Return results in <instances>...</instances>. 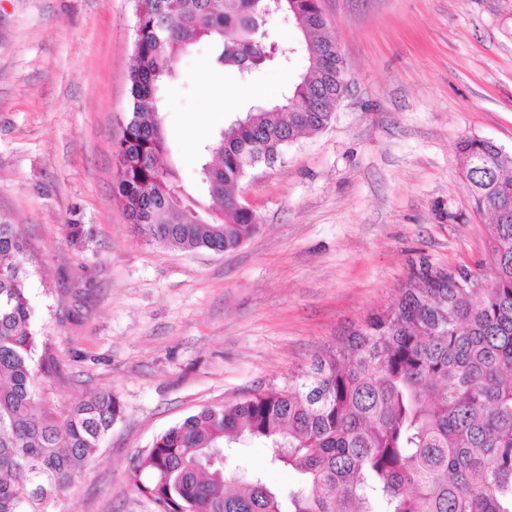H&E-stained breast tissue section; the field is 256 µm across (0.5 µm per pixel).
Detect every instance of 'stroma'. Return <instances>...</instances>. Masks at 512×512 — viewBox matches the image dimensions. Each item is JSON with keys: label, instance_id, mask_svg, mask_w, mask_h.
Masks as SVG:
<instances>
[{"label": "stroma", "instance_id": "stroma-1", "mask_svg": "<svg viewBox=\"0 0 512 512\" xmlns=\"http://www.w3.org/2000/svg\"><path fill=\"white\" fill-rule=\"evenodd\" d=\"M321 7L349 90L326 129L239 182L258 229L215 254L140 237L115 197L134 0H0V221L26 243L34 329L55 364L37 375V407L63 417L98 391L122 406L55 512H161L127 472L169 427L287 385L421 266L491 265L457 144L512 152V0ZM306 64L300 51L258 69L259 98L234 99L239 80L214 67L209 42L180 57L162 117L196 206L203 145Z\"/></svg>", "mask_w": 512, "mask_h": 512}]
</instances>
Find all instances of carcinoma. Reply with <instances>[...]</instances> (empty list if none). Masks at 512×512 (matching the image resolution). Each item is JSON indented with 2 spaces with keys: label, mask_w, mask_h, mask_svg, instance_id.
Wrapping results in <instances>:
<instances>
[{
  "label": "carcinoma",
  "mask_w": 512,
  "mask_h": 512,
  "mask_svg": "<svg viewBox=\"0 0 512 512\" xmlns=\"http://www.w3.org/2000/svg\"><path fill=\"white\" fill-rule=\"evenodd\" d=\"M268 0H136L129 115L115 144L128 163L118 201L141 236L177 249L231 250L257 230L234 188L304 132H319L344 95L321 0H279L309 65L272 105L232 120L202 166L210 221L171 205L159 91L197 42L214 64L248 75L289 54L259 32ZM473 210L488 214L493 264L484 286L420 269L397 301L317 355L300 380L206 406L137 456L128 479L162 512H512V153L459 142ZM26 246L0 223V512H51L96 454L122 407L94 392L62 419L35 411L33 310ZM270 449L264 469H230L224 448ZM291 480L272 484L266 473Z\"/></svg>",
  "instance_id": "cac0c4a2"
}]
</instances>
